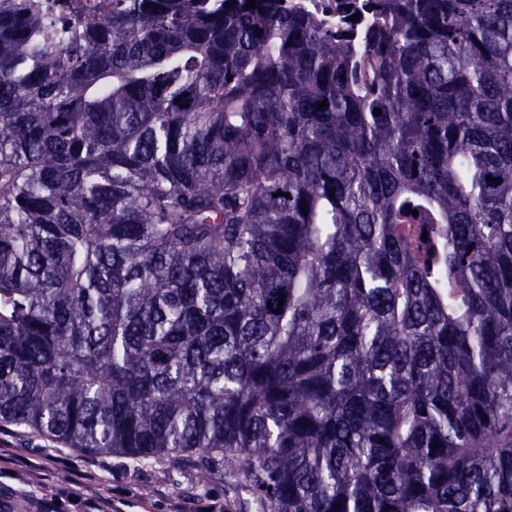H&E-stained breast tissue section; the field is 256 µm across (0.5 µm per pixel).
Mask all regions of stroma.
<instances>
[{
  "label": "stroma",
  "mask_w": 512,
  "mask_h": 512,
  "mask_svg": "<svg viewBox=\"0 0 512 512\" xmlns=\"http://www.w3.org/2000/svg\"><path fill=\"white\" fill-rule=\"evenodd\" d=\"M213 470L201 458L175 467L163 459L89 454L26 431L1 432L0 512H40V502L50 499L61 500L60 512H90L65 502L73 480L85 483L86 498L112 495L115 512H177L187 497L216 502L220 512H254L248 492Z\"/></svg>",
  "instance_id": "stroma-1"
}]
</instances>
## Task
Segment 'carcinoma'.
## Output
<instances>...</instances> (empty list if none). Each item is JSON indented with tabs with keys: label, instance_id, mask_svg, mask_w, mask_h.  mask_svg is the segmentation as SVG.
Masks as SVG:
<instances>
[{
	"label": "carcinoma",
	"instance_id": "cac0c4a2",
	"mask_svg": "<svg viewBox=\"0 0 512 512\" xmlns=\"http://www.w3.org/2000/svg\"><path fill=\"white\" fill-rule=\"evenodd\" d=\"M247 3L0 0V432L512 512V0ZM345 1L348 0H284V4L317 14L336 27V21L346 15Z\"/></svg>",
	"mask_w": 512,
	"mask_h": 512
}]
</instances>
